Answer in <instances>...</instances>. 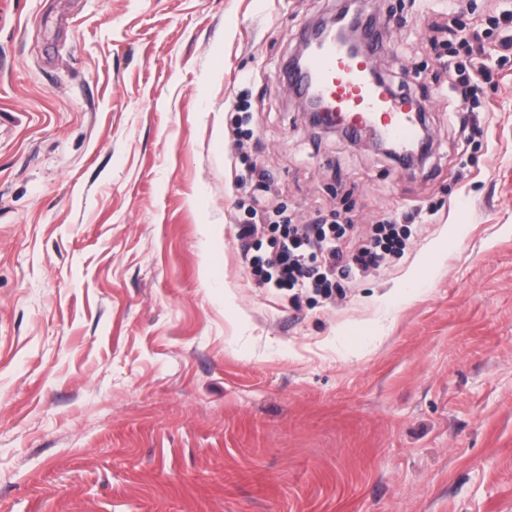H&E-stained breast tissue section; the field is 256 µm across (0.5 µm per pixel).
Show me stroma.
I'll list each match as a JSON object with an SVG mask.
<instances>
[{
  "mask_svg": "<svg viewBox=\"0 0 512 512\" xmlns=\"http://www.w3.org/2000/svg\"><path fill=\"white\" fill-rule=\"evenodd\" d=\"M335 9L0 0V512H512V55L470 136L433 95L408 169L280 77ZM508 10L379 0L376 64L431 93L449 18ZM248 164L295 224L433 215L295 302L244 269Z\"/></svg>",
  "mask_w": 512,
  "mask_h": 512,
  "instance_id": "35a3bbf8",
  "label": "stroma"
}]
</instances>
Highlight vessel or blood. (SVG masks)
I'll use <instances>...</instances> for the list:
<instances>
[{"label": "vessel or blood", "instance_id": "1", "mask_svg": "<svg viewBox=\"0 0 512 512\" xmlns=\"http://www.w3.org/2000/svg\"><path fill=\"white\" fill-rule=\"evenodd\" d=\"M313 45L305 71L290 70V77L301 78L307 97L335 113L348 134L375 127L390 140L397 155H405L419 138V117L411 98L373 80L374 60L381 48L375 31H368L358 55L330 35L314 40Z\"/></svg>", "mask_w": 512, "mask_h": 512}]
</instances>
